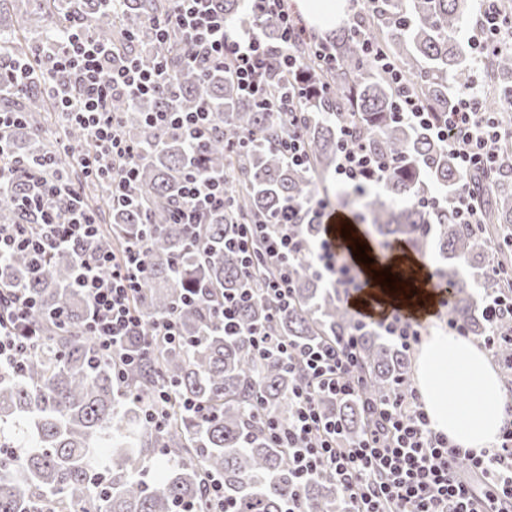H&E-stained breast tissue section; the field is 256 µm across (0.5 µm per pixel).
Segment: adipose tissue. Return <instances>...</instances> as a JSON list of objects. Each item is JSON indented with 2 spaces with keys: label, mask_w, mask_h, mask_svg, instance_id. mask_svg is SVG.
Returning a JSON list of instances; mask_svg holds the SVG:
<instances>
[{
  "label": "adipose tissue",
  "mask_w": 512,
  "mask_h": 512,
  "mask_svg": "<svg viewBox=\"0 0 512 512\" xmlns=\"http://www.w3.org/2000/svg\"><path fill=\"white\" fill-rule=\"evenodd\" d=\"M363 272L370 283L353 302L366 313L378 315L398 306L408 315L426 318L437 311V301L413 279L390 286L373 266L364 265ZM416 368L431 427L461 449L478 453L490 448L506 417L499 378L484 351L437 327L422 342Z\"/></svg>",
  "instance_id": "ef3b65f1"
}]
</instances>
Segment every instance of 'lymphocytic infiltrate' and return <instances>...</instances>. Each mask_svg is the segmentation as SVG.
I'll return each instance as SVG.
<instances>
[{"label":"lymphocytic infiltrate","mask_w":512,"mask_h":512,"mask_svg":"<svg viewBox=\"0 0 512 512\" xmlns=\"http://www.w3.org/2000/svg\"><path fill=\"white\" fill-rule=\"evenodd\" d=\"M173 10L157 18L153 26L158 42H166L170 31H179L188 47V60L205 59L232 69L240 90L258 99L288 126L282 146L289 160L305 164L304 148L297 118L287 99L271 98L266 85L269 65L298 72L302 65L293 48L304 28L290 13L285 0H252L263 13L277 15L282 36L279 46H270L256 31L238 32L210 0H172ZM64 51L48 56L53 76L45 80L56 112L88 131L97 151L85 161L89 175L112 187L113 194L127 197L128 187L140 162V152L119 130L111 110L113 97L130 100L167 92L172 81L166 62L146 70L136 63L111 68L102 79L104 67H111L114 53L109 45L96 41L88 32L67 37ZM152 125L172 127L200 143L213 131L208 108L193 112H151ZM504 134L500 122L481 109V92L470 86L456 93L448 123L437 138L453 153L464 170H488L495 163L498 144ZM51 160L27 164L30 193L24 207L36 210V224H1L0 256L24 252L40 262L51 249L96 238L99 226L94 216L83 211L76 193L51 177ZM379 161L359 149L342 151L336 166L339 183L361 186L378 178ZM226 173L195 172L189 175L172 221L201 223L207 211L223 208ZM225 248L236 251L246 277H253L263 264L275 265L277 273L267 282V291L280 305H288L291 281L288 261L310 254L315 272L333 287L352 293L361 286L356 268L331 239L316 244L288 232H269L266 225L249 224ZM147 270L144 243L128 246L123 254L98 250L78 262L75 285L90 305L85 326L100 350L119 356V370L136 366L141 356L127 349L142 321L132 306L133 295ZM35 300L22 289H0V315L9 325H0V366L16 363L18 356L34 344L32 337L18 335L15 323L23 322ZM250 336L256 353L284 358L301 378L291 393L292 414L287 428L270 422L274 443L289 452L298 484L315 474H332L343 488L349 512H512V425L501 431L491 449L474 453L451 444L430 426L418 392L397 393L376 404L370 423L361 437L341 441V427L324 416L317 404L320 395L345 400L358 391L351 378L357 363V334L332 343L309 348L267 334L256 328Z\"/></svg>","instance_id":"f902f5d3"}]
</instances>
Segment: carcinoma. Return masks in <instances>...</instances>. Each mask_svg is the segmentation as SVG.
Returning <instances> with one entry per match:
<instances>
[{
	"label": "carcinoma",
	"mask_w": 512,
	"mask_h": 512,
	"mask_svg": "<svg viewBox=\"0 0 512 512\" xmlns=\"http://www.w3.org/2000/svg\"><path fill=\"white\" fill-rule=\"evenodd\" d=\"M211 4L227 21L259 28L269 44H279L275 15L254 13L247 0ZM473 6L474 0H373L370 11L333 35L332 68L314 58L312 43L296 45L309 93L278 70L271 82L291 87L290 107L302 119L308 163L298 166L279 146L286 128L263 104L242 95L225 70L186 62L176 32L157 47L150 19L169 12L170 0H123L117 11L101 0H0V68L26 67L33 88L20 101L10 87L0 88L6 110L24 113L8 139L11 153L22 162L54 160L101 222L95 242L54 249L38 270L24 253L0 259V289L23 288L37 303L19 332L40 333L20 368L0 369V512H207L209 474L224 480V498L235 512H288L290 504L301 512H347L344 492L326 474L296 488L288 449L275 447L264 431L270 418L288 423L295 378L281 358L257 356L246 332L224 335V296L247 287L239 257L224 240L240 224H273L288 207L308 203L316 178L335 174L339 143L360 147L385 165L374 181L381 193L346 187L337 194L338 206L368 225L381 253L396 242L420 257L436 251L443 260L436 276L450 290L448 318L469 335L511 333L508 317L494 326L486 321L473 281H482L487 297L512 294V140L504 142L491 170L461 169L435 129L396 118L399 89L362 48L365 42L380 48L442 126L456 90L474 80L468 63L473 48L461 36ZM81 21L93 38L115 44L114 65L134 60L153 67L160 49L170 59L169 93L112 99L122 134L143 153L127 205L112 203L100 183L80 179L83 155L93 149L84 130L63 124L72 146L64 156L45 136L51 108L40 75L46 65L23 32H38L47 51ZM481 70L488 87L483 110L512 122V50L484 54ZM202 104L215 132L200 145L145 121L148 112H187ZM196 166L232 173L225 185L229 205L203 224H173L172 211ZM463 184L474 195L476 230L457 223L450 203ZM28 190L23 173L4 174L0 225L37 222V213L20 207ZM295 230L312 243L324 226L313 220ZM138 240L148 247V270L134 306L144 319L141 335L152 336V344L121 381L113 375L112 355L98 352L85 328L88 303L74 286L75 264L84 252L120 251ZM290 271V305L276 310L253 295L240 311L245 329L268 324L299 345L350 334L358 321L348 299L323 283L309 258H297ZM167 316L178 323L172 343L151 330L154 319ZM358 350L353 374L363 378L359 396L344 403L319 400L349 441L369 422L364 403L411 387L409 351L378 329L364 330ZM159 388L172 392L175 402L172 418L157 428L146 410ZM185 399L201 403L203 412L186 411Z\"/></svg>",
	"instance_id": "cac0c4a2"
}]
</instances>
